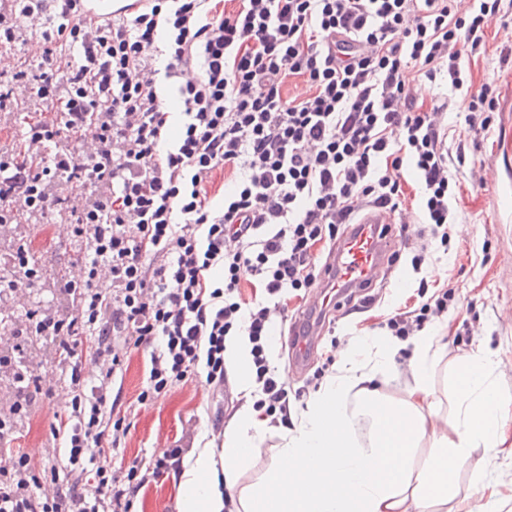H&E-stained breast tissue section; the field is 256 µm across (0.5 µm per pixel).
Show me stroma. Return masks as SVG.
Here are the masks:
<instances>
[{
  "label": "stroma",
  "mask_w": 512,
  "mask_h": 512,
  "mask_svg": "<svg viewBox=\"0 0 512 512\" xmlns=\"http://www.w3.org/2000/svg\"><path fill=\"white\" fill-rule=\"evenodd\" d=\"M471 87L447 93L444 80L415 82L418 100L424 105L448 104L449 170L454 180L448 199L452 226L449 247L432 238L428 218L419 195L420 185L413 168L404 171L408 181L405 208L400 216L408 226L402 239L401 259L392 273L372 292L373 304L343 307L329 316L320 329L318 346L306 369L290 370L288 327L277 323L269 339L274 350L268 355L271 367L287 376L290 390L316 393L336 372L327 355L356 343L387 337L379 323L396 309L419 304L420 281L440 286L457 283L456 296L447 313L426 325L433 338L437 366L431 384L439 415L454 409L456 367L466 354L487 347L496 354L493 378L508 406L512 407V0H502L499 17L487 30L484 56L460 60ZM495 82L496 110L489 129L475 133L465 122L472 88ZM28 236L35 256L47 276L32 288L31 308L61 307L59 275L67 271L81 249L69 229L58 224H22L0 232V253L8 252L16 236ZM428 253L420 269L411 259L420 247ZM475 322L472 334H464L463 321ZM150 348L133 350L121 380L123 402L133 403L132 428L119 449L112 454L113 467L132 462H152L164 450L181 445L192 448H220L225 430L234 427L239 405H252L237 380H230L224 396L213 395L204 374L173 386L166 395L146 404L135 398L147 384ZM47 384L56 390L54 400L35 405L29 422L20 427L18 443L24 450L52 447L49 425L67 405L64 380L56 365L41 370ZM484 488L487 512H512V456L479 447L472 449L460 467L453 487L449 512H461L474 485ZM181 487L178 478H163L142 490L132 512H178Z\"/></svg>",
  "instance_id": "1"
}]
</instances>
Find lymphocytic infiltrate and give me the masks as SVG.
<instances>
[{
  "label": "lymphocytic infiltrate",
  "mask_w": 512,
  "mask_h": 512,
  "mask_svg": "<svg viewBox=\"0 0 512 512\" xmlns=\"http://www.w3.org/2000/svg\"><path fill=\"white\" fill-rule=\"evenodd\" d=\"M500 3L139 0L127 17L97 21L80 0H0V53L23 41L25 19L48 17L40 61L0 67V227L26 217L66 224L83 245L79 280H61L70 309L26 310L0 337V377L14 385L0 414V512H131L143 488L180 471L178 447L146 466H112L129 432L112 383L140 346L153 349L144 404L201 366L223 389L224 338L246 333L256 406L270 426L288 424L287 381L265 354L273 315L289 292L319 284L341 226L366 207L400 210L405 162L431 224L447 225L448 106H418L406 73L444 72L461 89V57L484 54ZM161 72L180 80L185 121L172 140ZM26 109L33 116L15 133ZM221 175L233 188L216 210ZM217 267L219 285L209 277ZM44 273L18 241L0 257V291L25 300ZM246 273L270 305H245ZM454 299L440 289L383 326L412 336ZM36 340L70 398L49 425L65 449L38 458L13 445L32 407L56 395L28 356ZM88 361L100 367L90 379ZM46 481L54 497L40 494Z\"/></svg>",
  "instance_id": "f902f5d3"
}]
</instances>
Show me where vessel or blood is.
I'll return each mask as SVG.
<instances>
[{"instance_id":"vessel-or-blood-1","label":"vessel or blood","mask_w":512,"mask_h":512,"mask_svg":"<svg viewBox=\"0 0 512 512\" xmlns=\"http://www.w3.org/2000/svg\"><path fill=\"white\" fill-rule=\"evenodd\" d=\"M131 0H83L87 17L120 19L129 12ZM393 213L371 209L337 239L328 261L330 269L322 275V288L311 301L313 308H334L344 292L371 288L390 271L391 259L399 251V238L393 231Z\"/></svg>"}]
</instances>
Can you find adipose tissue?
Listing matches in <instances>:
<instances>
[{"label": "adipose tissue", "instance_id": "1", "mask_svg": "<svg viewBox=\"0 0 512 512\" xmlns=\"http://www.w3.org/2000/svg\"><path fill=\"white\" fill-rule=\"evenodd\" d=\"M402 347L394 338L377 343L374 355L356 347L341 356L299 425L283 430L275 465L241 489V512H436L447 505L471 449L504 444L512 423L491 380L495 355L479 349L461 359L455 410L441 418L431 402L437 353L430 337L412 340V381L401 396L378 387ZM362 423L369 428L364 442L355 436ZM263 425L259 411L246 407L225 431L221 450L190 454L179 512H224L222 489L248 466ZM423 447L429 454L419 464Z\"/></svg>", "mask_w": 512, "mask_h": 512}]
</instances>
